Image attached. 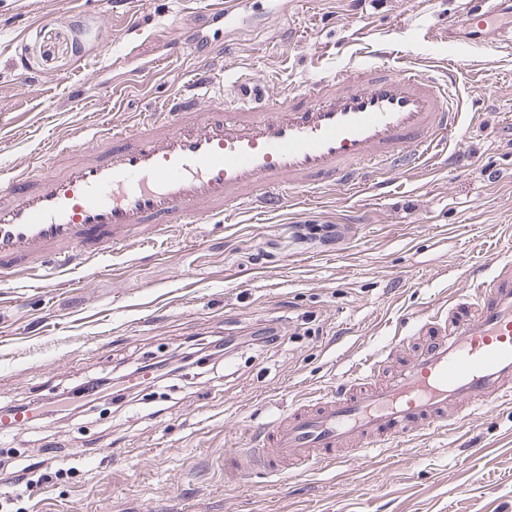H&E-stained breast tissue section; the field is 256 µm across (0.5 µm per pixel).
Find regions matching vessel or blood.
Masks as SVG:
<instances>
[{
    "label": "vessel or blood",
    "mask_w": 512,
    "mask_h": 512,
    "mask_svg": "<svg viewBox=\"0 0 512 512\" xmlns=\"http://www.w3.org/2000/svg\"><path fill=\"white\" fill-rule=\"evenodd\" d=\"M496 27L484 48H512V0H464L448 20V44ZM454 64L426 72L379 62L328 71L267 105L168 95L162 110L135 112L123 131L101 127L90 143L58 138L50 159L12 169L0 189V273L48 280L76 258L94 260L145 242L165 224H209L242 210L284 207L289 192L362 184L365 164L414 167L445 147L461 118ZM472 312L452 302L424 319L426 345L402 359L403 340L366 356L313 403L246 432L226 451L234 476L341 464L358 442L367 457L409 437L445 428L494 404L512 405V261L471 289ZM21 407L0 411V434L24 429Z\"/></svg>",
    "instance_id": "b4317fda"
}]
</instances>
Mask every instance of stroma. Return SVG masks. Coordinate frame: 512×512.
<instances>
[{
    "mask_svg": "<svg viewBox=\"0 0 512 512\" xmlns=\"http://www.w3.org/2000/svg\"><path fill=\"white\" fill-rule=\"evenodd\" d=\"M212 2L0 0V170L42 162L53 137L123 126L104 86L126 87L134 111L186 88L191 56L151 66L177 31L232 43L214 67L229 104L243 74L277 97L375 62L382 42L420 68L446 62L463 0H262L233 30ZM456 57L461 124L428 166L233 224H177L46 285L0 278V407L96 378L118 388L0 437V512H512V407L376 459L224 478L242 426L341 382L394 338L414 354L421 319L512 254V53ZM265 328L277 345L247 343ZM219 336L245 342L185 373L137 372Z\"/></svg>",
    "mask_w": 512,
    "mask_h": 512,
    "instance_id": "stroma-1",
    "label": "stroma"
}]
</instances>
